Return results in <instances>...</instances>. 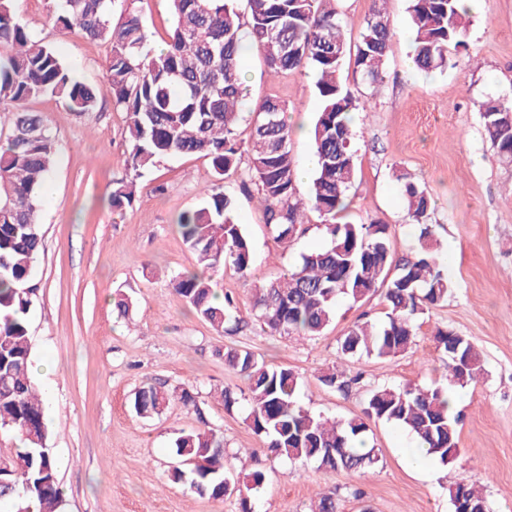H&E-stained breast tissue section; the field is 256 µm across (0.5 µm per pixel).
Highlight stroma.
<instances>
[{"instance_id":"stroma-1","label":"stroma","mask_w":512,"mask_h":512,"mask_svg":"<svg viewBox=\"0 0 512 512\" xmlns=\"http://www.w3.org/2000/svg\"><path fill=\"white\" fill-rule=\"evenodd\" d=\"M408 0H387L396 32L386 57L378 97L344 64L346 85L368 108L354 115L357 178L341 221L388 225L396 258L413 256L419 227L408 223L395 170L410 173L434 201L431 222L441 245L450 247L445 270L452 289L445 303L419 321L412 349L393 358L364 357L346 363L337 340L354 323L384 321L381 294L355 303L341 298L336 318L320 336H270L251 322L255 285L279 278L302 253L328 239L317 213L289 245L278 244L265 222L255 191H236V218L253 248L248 275L225 270L221 286L237 313L250 324L235 334L216 335L173 290V275L194 270L196 257L176 228L178 215L197 206L212 179L208 159H161L143 176L126 164L121 113L112 109L105 73L107 48L74 32H61L47 18V0H17L20 20L55 43L78 77L95 86V111L78 114L47 95L28 101L42 113L59 146L39 222L44 249L35 267L37 291L30 313L35 361L52 366L36 377L46 397L48 445L58 461L62 490L57 512H239L236 496L202 498L172 482L176 432L206 418L224 438L225 467L242 479L266 473L255 512H307L324 491L336 492L341 512H452L448 489L459 481L482 487L490 512H512V165L499 161L485 134L479 104L491 95L512 96V0H471L468 49L442 73H422L412 64L406 29ZM259 47L244 57L249 99L276 95L288 107L298 135L292 140L297 166L311 155L309 137L320 110L311 69L300 68L268 81ZM137 184L136 199L113 212V180ZM132 301L128 316L113 306L115 294ZM468 338L485 373L467 387L459 404V453L432 471L411 469L408 433L373 422L368 443L378 450L374 469L333 474L313 463L271 459L261 437L239 411L226 412L224 387L246 390L218 351H254L272 365L302 376L301 401L313 412L339 420L362 414L370 388L412 382L443 383V356L436 329ZM349 367L363 381L346 393L322 385L323 372ZM165 381L198 391L199 412L173 407L160 417H136L131 399L147 381Z\"/></svg>"}]
</instances>
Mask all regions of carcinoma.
<instances>
[{
	"label": "carcinoma",
	"instance_id": "cac0c4a2",
	"mask_svg": "<svg viewBox=\"0 0 512 512\" xmlns=\"http://www.w3.org/2000/svg\"><path fill=\"white\" fill-rule=\"evenodd\" d=\"M114 16L115 0H48V17L63 31H78L110 48L106 68L113 109L125 116L129 166L138 173L166 156L209 159L214 180L201 191V202L177 218L178 232L200 265L172 278L175 292L200 320L219 335L246 326L231 297L217 300L225 268L247 273L253 263L250 240L235 216L227 179L240 178L259 195L274 239L288 245L306 213L324 222L329 245L301 254L285 276L253 289L251 311L260 329L272 336H319L335 319L336 302L355 303L384 287L386 320L351 326L338 340L348 362L363 356L388 358L407 352L418 320L448 299L451 286L430 220L434 202L412 175L396 171L406 200V217L420 226L419 250L394 258L389 226L336 222L347 208V192L357 172L352 146L353 113L361 109L342 82L345 59L376 95L384 83L388 42L394 22L382 0L372 7L356 44L347 42L336 0H168L171 26L163 48L153 46L145 25L147 0H124ZM469 8L460 0H409L414 34V64L423 71L443 70L451 52L466 48ZM264 55L267 73L310 67L316 72L320 110L310 131L316 166L311 193L297 197L292 129L287 107L275 95L257 101L249 137L238 127L245 93L241 66L242 28ZM51 95L78 114L96 108L94 87L78 80L73 65L48 41L23 24L16 0H0V112L13 107L7 145L0 150V429L16 434L7 456L11 472L0 476V501L13 512H56L62 493L53 449L47 446L45 398L32 377L33 345L28 318L35 288L30 284L42 248L39 212L45 184L57 153L55 135L43 116L25 109L33 98ZM483 126L499 159L512 163V99L490 98L480 105ZM136 184L115 180L112 210L135 200ZM434 339L444 355L447 384L423 388L386 385L368 391L363 416L328 419L306 408L299 396L301 377L286 366L267 363L254 352L235 347L222 351L224 365L247 383L244 422L265 441L275 457L314 462L331 473L370 470L377 449L360 452L369 422L394 423L406 430L443 465L457 456L459 414L448 408V391L463 389L483 375L473 344L452 330L437 329ZM322 384L347 392L361 375L332 369ZM173 405L198 410L196 393L165 382H148L134 392L132 407L152 418ZM174 440L176 462L170 477L201 497L238 496L240 512H255L252 498L264 485L261 470L246 483L224 468V439L204 420ZM453 512L460 502L486 503L484 495L462 481L448 489ZM310 512H338L336 493L322 492Z\"/></svg>",
	"mask_w": 512,
	"mask_h": 512
}]
</instances>
